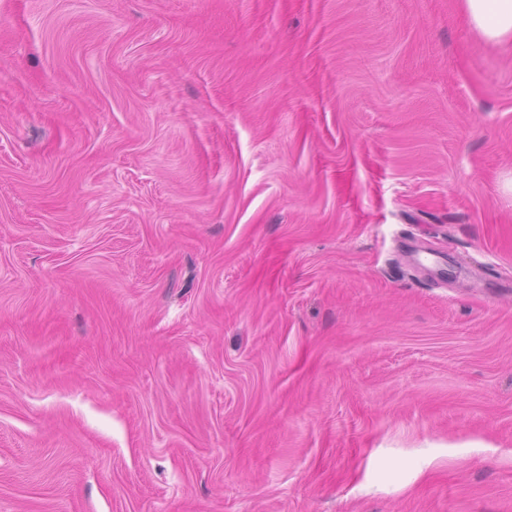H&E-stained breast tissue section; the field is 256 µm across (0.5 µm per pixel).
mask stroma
<instances>
[{"label": "stroma", "mask_w": 512, "mask_h": 512, "mask_svg": "<svg viewBox=\"0 0 512 512\" xmlns=\"http://www.w3.org/2000/svg\"><path fill=\"white\" fill-rule=\"evenodd\" d=\"M0 512H512V42L0 0Z\"/></svg>", "instance_id": "obj_1"}]
</instances>
